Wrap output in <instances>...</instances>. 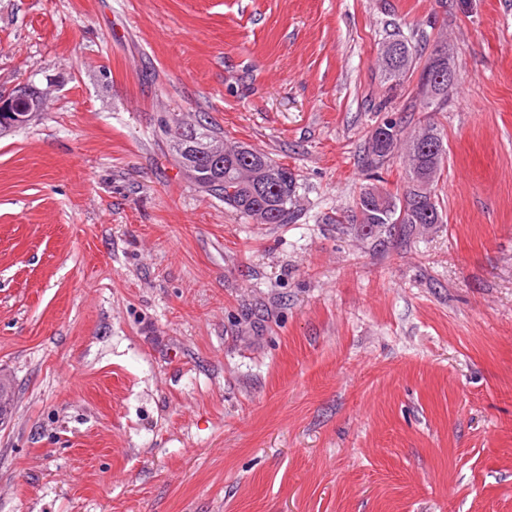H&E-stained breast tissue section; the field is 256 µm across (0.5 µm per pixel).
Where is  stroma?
<instances>
[{"label":"stroma","instance_id":"stroma-1","mask_svg":"<svg viewBox=\"0 0 512 512\" xmlns=\"http://www.w3.org/2000/svg\"><path fill=\"white\" fill-rule=\"evenodd\" d=\"M446 38L441 112L389 87ZM0 512H512V0H0ZM292 169L255 224L173 118ZM386 117L444 126L445 223L348 217ZM397 44L402 48V55L400 57L393 58L388 52V48ZM418 46L411 40L404 37L393 38L389 40L383 47L379 65L384 77V82L388 83L390 87H397L409 79L417 68L416 59L419 55ZM421 55H419L420 59ZM35 93H38L35 89L29 86H22L15 91V94L0 95V120L3 122H19L26 119L24 116L16 113L19 112L17 101L21 97L31 96Z\"/></svg>","mask_w":512,"mask_h":512}]
</instances>
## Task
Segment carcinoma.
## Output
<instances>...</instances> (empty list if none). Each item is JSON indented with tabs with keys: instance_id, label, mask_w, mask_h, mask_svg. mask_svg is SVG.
Instances as JSON below:
<instances>
[{
	"instance_id": "cac0c4a2",
	"label": "carcinoma",
	"mask_w": 512,
	"mask_h": 512,
	"mask_svg": "<svg viewBox=\"0 0 512 512\" xmlns=\"http://www.w3.org/2000/svg\"><path fill=\"white\" fill-rule=\"evenodd\" d=\"M418 46L398 37L383 47L379 65L384 82L397 87L419 71L416 100L420 106L442 111L448 105V67L450 55L435 63L429 53L424 63L416 65ZM172 149L180 165L195 184L208 195L224 202L255 224H285L292 218L297 202L298 180L287 166L268 155L242 144L224 149V166L210 161L207 144L223 140L221 129L201 120L185 124L176 119L170 127ZM406 146L408 162L403 185L392 192L381 186L361 189L350 222L357 235L382 243L384 239L410 237L417 227L444 223L436 185L448 161L444 129L429 122L406 136L400 122L386 119L378 124L367 141L365 165L380 170L400 146Z\"/></svg>"
}]
</instances>
